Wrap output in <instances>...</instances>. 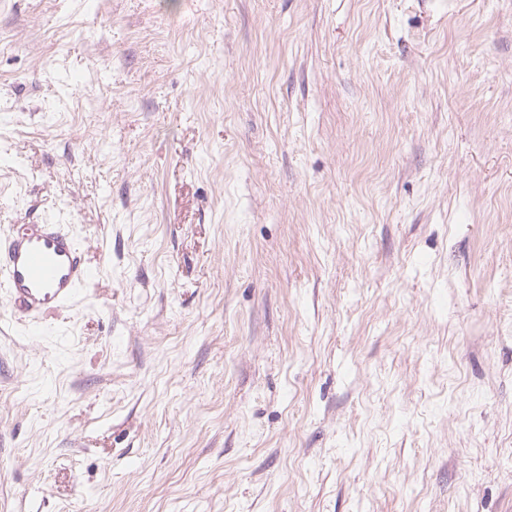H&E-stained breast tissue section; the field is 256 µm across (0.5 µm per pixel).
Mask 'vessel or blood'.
<instances>
[{"label":"vessel or blood","mask_w":512,"mask_h":512,"mask_svg":"<svg viewBox=\"0 0 512 512\" xmlns=\"http://www.w3.org/2000/svg\"><path fill=\"white\" fill-rule=\"evenodd\" d=\"M91 274L59 224H31L0 237V287L24 319L68 305Z\"/></svg>","instance_id":"obj_1"}]
</instances>
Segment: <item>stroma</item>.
Returning a JSON list of instances; mask_svg holds the SVG:
<instances>
[{"label":"stroma","mask_w":512,"mask_h":512,"mask_svg":"<svg viewBox=\"0 0 512 512\" xmlns=\"http://www.w3.org/2000/svg\"><path fill=\"white\" fill-rule=\"evenodd\" d=\"M0 512H512V0H0ZM82 249L61 224H30L0 239V284L21 319L68 305L90 277Z\"/></svg>","instance_id":"obj_1"}]
</instances>
